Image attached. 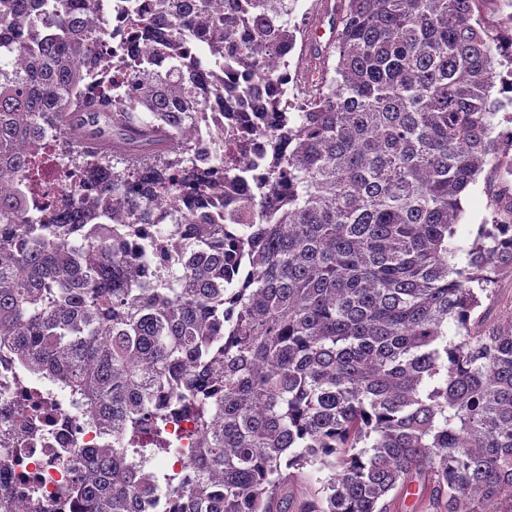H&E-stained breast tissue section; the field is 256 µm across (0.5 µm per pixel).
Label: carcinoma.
<instances>
[{"label": "carcinoma", "mask_w": 512, "mask_h": 512, "mask_svg": "<svg viewBox=\"0 0 512 512\" xmlns=\"http://www.w3.org/2000/svg\"><path fill=\"white\" fill-rule=\"evenodd\" d=\"M97 2L0 0V353L95 414L72 512H293L309 469L298 512H512V324L478 328L512 270V40L485 0H336L296 102L297 0H122L131 42ZM215 96L252 125L210 155L183 129ZM512 8L506 2H488L483 5L482 19L492 33L500 28L503 22H507ZM487 182V183H486ZM490 182V184H489ZM485 184L491 190H497L499 181L497 176L490 174L488 170L484 171L478 178L477 185L467 195L464 202V224L458 225V234L465 241H471L476 235L478 224H483L486 219H490V211L487 208V192Z\"/></svg>", "instance_id": "1"}]
</instances>
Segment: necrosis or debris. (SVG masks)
<instances>
[{"mask_svg": "<svg viewBox=\"0 0 512 512\" xmlns=\"http://www.w3.org/2000/svg\"><path fill=\"white\" fill-rule=\"evenodd\" d=\"M29 396L0 355V512H62L72 478L68 460L98 447L101 436L92 415H74L50 390L41 394L44 412L15 416Z\"/></svg>", "mask_w": 512, "mask_h": 512, "instance_id": "1", "label": "necrosis or debris"}]
</instances>
